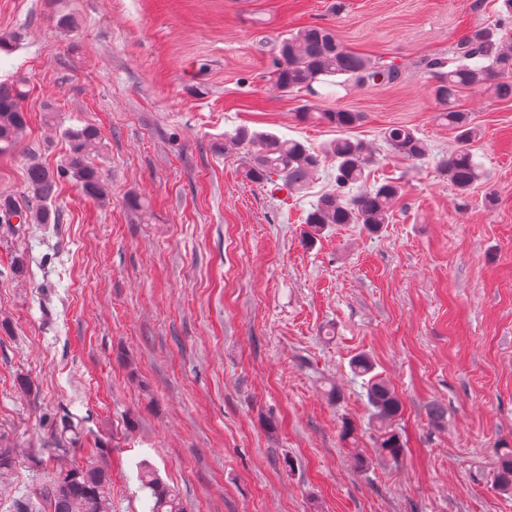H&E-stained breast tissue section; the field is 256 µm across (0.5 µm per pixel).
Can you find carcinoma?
<instances>
[{"instance_id": "cac0c4a2", "label": "carcinoma", "mask_w": 512, "mask_h": 512, "mask_svg": "<svg viewBox=\"0 0 512 512\" xmlns=\"http://www.w3.org/2000/svg\"><path fill=\"white\" fill-rule=\"evenodd\" d=\"M447 61L434 58L429 68L438 74L431 89L439 116L456 132L458 147L440 160V169L460 193H468L482 178L471 145L478 131L471 115L459 108L457 99L464 90L475 89L495 101H512V37L498 25L476 30L456 47V63L446 69ZM357 82H391L397 77L395 66H381L364 54L343 47L335 34L321 26H307L281 42L278 58L271 70L272 87L281 92L305 90L315 97L316 83H333L335 77ZM29 90L26 80L0 84V155L13 153L26 136L28 116L23 102ZM297 116L315 119L342 132L325 150L317 152L295 139L258 133L246 127L234 130L224 144L243 151L245 176L259 184H273L288 193H298L318 174L323 157L335 161V175L329 190L319 196L304 219L313 240L331 224H361L377 233L390 222L392 207L402 192L390 180L378 186L367 182L376 158L365 142L350 135L362 115L345 109L314 111L304 104ZM69 149L60 163L48 167L32 160L26 167L27 190L34 200L24 206L11 196H0V222L17 220L19 224H57L60 215L50 206L63 181L75 182L82 193L94 200L109 197V183L93 157L101 149L102 134L90 124L62 129ZM384 140L400 156L420 161L428 155L426 142L404 125L387 128ZM353 373L369 376L367 397L378 429L377 452L393 460L407 448L401 432L392 427L402 404L388 384L373 375L372 363L364 356L352 361ZM20 449L0 437V478L14 470ZM499 485L512 488V448L500 449L497 472ZM140 490L147 492L149 512H183L177 492L158 475L153 465L143 460L138 465ZM111 469L102 450L91 453L80 466L59 459L52 485L45 493L50 512H112Z\"/></svg>"}]
</instances>
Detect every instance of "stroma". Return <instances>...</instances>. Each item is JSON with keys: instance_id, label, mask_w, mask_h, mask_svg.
Returning a JSON list of instances; mask_svg holds the SVG:
<instances>
[{"instance_id": "1", "label": "stroma", "mask_w": 512, "mask_h": 512, "mask_svg": "<svg viewBox=\"0 0 512 512\" xmlns=\"http://www.w3.org/2000/svg\"><path fill=\"white\" fill-rule=\"evenodd\" d=\"M60 13L77 27L59 30ZM496 18L495 0H0V35L19 36L0 82L32 89L0 195L28 202V156L53 167L66 153L48 104L101 129L111 190L103 204L65 182L61 223L0 224L13 495L49 487L56 449L80 465L99 447L112 512H147L145 458L185 512H512L496 455L512 446V102L461 93L484 177L458 193L438 167L458 142L427 68ZM309 25L397 78L322 84L314 98L274 90L280 41ZM309 100L362 113L353 134L376 153L375 179L403 185L380 233L339 224L307 242L332 162L290 195L247 180L225 151L240 126L323 148L337 132L298 119ZM393 125L426 141L423 161L388 149ZM358 354L402 402L400 460L375 452Z\"/></svg>"}]
</instances>
